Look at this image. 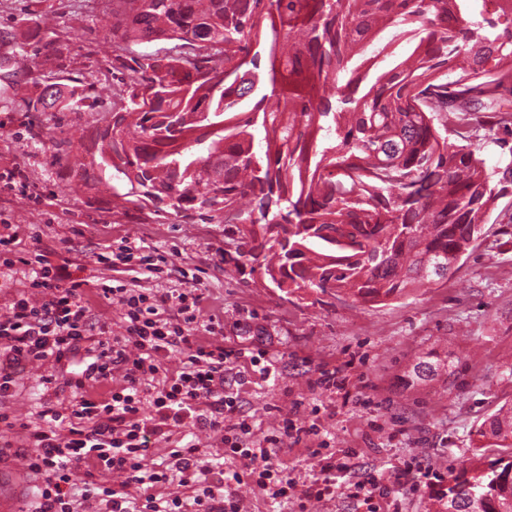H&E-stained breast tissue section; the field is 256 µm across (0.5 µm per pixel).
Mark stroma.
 I'll return each mask as SVG.
<instances>
[{
  "mask_svg": "<svg viewBox=\"0 0 512 512\" xmlns=\"http://www.w3.org/2000/svg\"><path fill=\"white\" fill-rule=\"evenodd\" d=\"M100 10L86 0H0V173L15 169L23 182L0 181V220L15 224L18 256L70 260L74 276L91 284L111 280L160 293L196 287L205 296L199 323L219 322L228 347L260 352L258 365L230 363L224 392L234 403L225 424L250 426L241 441L251 448L273 434L282 419L317 425L302 443L283 438L276 450L286 498L271 499L256 482L234 485L246 512H427L439 477L458 472L479 446V425L512 403V196L497 202L489 236L462 258L447 280L419 288L388 304L370 305L329 291L281 293L250 267L227 264L232 241L221 213L211 220L180 218L117 199L109 176L84 183L77 167L96 153L93 136L112 122L118 80L112 43L102 37ZM53 43L46 53L45 43ZM76 89L83 102L64 112L26 111L22 98L38 84ZM140 255L165 258L157 276L139 262L107 267L98 255L123 241ZM455 364L447 374L411 382L418 359ZM338 370L344 389L317 386L321 372ZM52 366L26 363L18 385L0 401L18 422L37 425L45 400L68 402L58 385L45 393L42 376ZM194 443L205 454L222 453L220 435L203 425L174 430L153 441L148 464L170 449ZM22 435L0 450V476L27 512L38 479L19 451ZM353 450L349 472L338 474L331 494L300 500L319 475L322 459ZM377 478L386 498L351 497L353 483Z\"/></svg>",
  "mask_w": 512,
  "mask_h": 512,
  "instance_id": "obj_1",
  "label": "stroma"
}]
</instances>
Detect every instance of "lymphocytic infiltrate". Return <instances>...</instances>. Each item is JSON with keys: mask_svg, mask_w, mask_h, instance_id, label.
<instances>
[{"mask_svg": "<svg viewBox=\"0 0 512 512\" xmlns=\"http://www.w3.org/2000/svg\"><path fill=\"white\" fill-rule=\"evenodd\" d=\"M28 289L16 295L10 314L0 319V397L16 387V369L24 362L65 366L76 357L86 365L66 378L72 390L68 404L43 402L40 425H17L0 410V429L21 431L29 451V470L41 477L30 512H78L79 502H94L97 512H242L235 493L224 490V479L201 465L197 445L171 449L167 462L146 464L152 440L194 422L220 432L227 455L244 460L249 471H260L262 488L274 499L288 489L272 480L274 449L281 436L302 441L317 427L283 420L280 435H270L260 448L238 441L249 426L224 424V366L232 356L216 335L215 324H198L203 296L187 288L177 297L125 285H102L101 297L119 306L123 335L109 337L106 325L91 321L88 280L73 277L68 263L50 264L42 255L27 259ZM177 352L182 366L171 373L162 359ZM119 385H112L114 373ZM109 385L108 395L95 386ZM85 468L81 495H74V473ZM124 477V490L109 483L108 473ZM178 484V491L157 498V486ZM152 490L130 500L131 486Z\"/></svg>", "mask_w": 512, "mask_h": 512, "instance_id": "lymphocytic-infiltrate-1", "label": "lymphocytic infiltrate"}]
</instances>
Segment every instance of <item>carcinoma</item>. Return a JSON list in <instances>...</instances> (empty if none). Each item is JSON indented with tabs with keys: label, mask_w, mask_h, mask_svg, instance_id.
<instances>
[{
	"label": "carcinoma",
	"mask_w": 512,
	"mask_h": 512,
	"mask_svg": "<svg viewBox=\"0 0 512 512\" xmlns=\"http://www.w3.org/2000/svg\"><path fill=\"white\" fill-rule=\"evenodd\" d=\"M467 2L112 0L105 38L128 80L91 165L141 207L133 172L175 191L168 209L186 218H207L221 193L238 259L294 291L385 304L436 284L512 194V165L487 169L472 142L481 129L512 135V0H498L502 29ZM389 28L411 50L379 70ZM155 41L171 46L122 53ZM262 50L270 93L255 101ZM63 100L49 84L24 104ZM436 376L428 361L409 372ZM478 435L512 449V407ZM432 500L435 512H512V454H473Z\"/></svg>",
	"instance_id": "1"
}]
</instances>
